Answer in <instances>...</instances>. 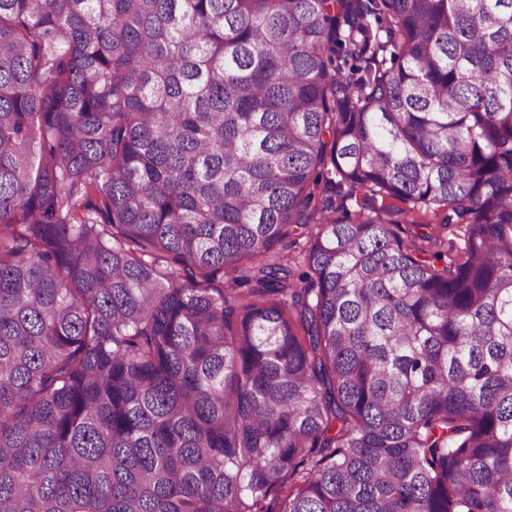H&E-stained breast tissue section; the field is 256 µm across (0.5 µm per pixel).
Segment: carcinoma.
Masks as SVG:
<instances>
[{
    "label": "carcinoma",
    "instance_id": "obj_1",
    "mask_svg": "<svg viewBox=\"0 0 512 512\" xmlns=\"http://www.w3.org/2000/svg\"><path fill=\"white\" fill-rule=\"evenodd\" d=\"M0 512H512V0H0ZM386 206H388V208L380 213L381 219L387 222L401 224V226L405 229V232L401 233L404 238H410L413 237V235H423L427 232H433L435 227L434 225L426 228L408 224L411 220V217L401 214V211L405 210L407 206L400 201L390 200L386 202ZM408 231H410L412 234H410Z\"/></svg>",
    "mask_w": 512,
    "mask_h": 512
}]
</instances>
